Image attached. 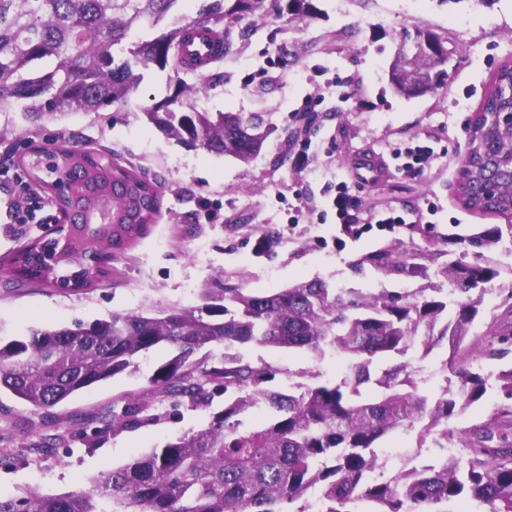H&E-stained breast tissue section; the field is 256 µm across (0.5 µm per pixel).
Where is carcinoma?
Returning <instances> with one entry per match:
<instances>
[{"label": "carcinoma", "mask_w": 512, "mask_h": 512, "mask_svg": "<svg viewBox=\"0 0 512 512\" xmlns=\"http://www.w3.org/2000/svg\"><path fill=\"white\" fill-rule=\"evenodd\" d=\"M271 7H266V2ZM178 0H0V101H31L25 119L71 111L103 112L126 100L140 81L137 69L155 65L185 70L181 58L186 26L208 31L215 62L224 59L230 26L244 17L295 19L317 14L312 0H205L197 16L145 42H133L129 58L114 65L112 47L144 24H159ZM224 24V30L216 29ZM51 58L55 65L41 68ZM190 88L143 112L167 138L187 147L228 154L248 163L270 134L262 114L200 112L185 108ZM508 133L488 137L496 177L488 182L512 189V163L501 145ZM45 166L64 162L71 191L64 205L73 219L100 224L108 211L116 224H100L98 240L112 242L99 252V273L108 274L112 251L143 237L155 220L139 212L140 195L150 192L154 211L161 206L159 181L125 166L102 151L58 145L40 150ZM422 243L396 237L350 264L359 278L371 272L412 281L415 288L366 292L333 288L323 279L297 282L263 294L241 288L206 291L203 304L153 312L114 314L89 326L34 331L27 340L0 344V391L38 409L53 408L79 391L136 367L135 358L157 346L172 350L149 378L140 396L113 402L99 417L117 434L156 422L155 405L171 400L206 409L217 392L224 410L208 427L184 433L164 447L133 458L89 486L62 495L30 489L21 497H0V512H283L285 503L317 497L323 512H414L441 506L467 494L476 507L512 512V367L489 380L480 360L506 362L512 356V294L499 304L487 332L470 337L486 286L501 271L489 253L508 242L512 224H493L451 239L435 224H406ZM453 291H448V288ZM451 350L441 362L455 380L444 379L430 394L414 378L407 355L420 346L430 354L442 342ZM224 345L217 356L213 347ZM256 345L309 354L322 361L336 352L345 373L336 382L292 385L275 390L280 370L245 358L235 347ZM502 400L484 422L448 427V420L480 400L487 387ZM264 402L275 412L264 426L242 428L245 412ZM418 430L419 445L440 454L436 464L413 467L389 482L370 473L379 465L377 442ZM56 433H39L32 448L50 454ZM463 447L461 456L448 449Z\"/></svg>", "instance_id": "carcinoma-1"}]
</instances>
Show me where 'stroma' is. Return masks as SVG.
<instances>
[{"instance_id": "stroma-1", "label": "stroma", "mask_w": 512, "mask_h": 512, "mask_svg": "<svg viewBox=\"0 0 512 512\" xmlns=\"http://www.w3.org/2000/svg\"><path fill=\"white\" fill-rule=\"evenodd\" d=\"M315 17L305 20L247 17L246 39H234L214 77L173 69L142 70L138 87L127 102L103 112H71L45 118L30 131L22 102L0 103V270L14 257L20 240L40 235L55 223L58 212L45 194H38L29 223L14 219L12 204L26 181V169L37 161L31 145L68 142L78 149L106 150L136 164L163 185L161 210L148 233L112 262L98 285L79 291L40 282L15 285L0 273V340L29 335L34 329H55L81 321L87 324L114 314L165 307L199 305L203 289L237 287L268 292L301 280L322 278L341 288L355 285L372 292L386 287L380 276L354 279L349 264L365 251L387 244L391 233L378 230L360 239L342 237L336 224L319 223L305 213L293 220L296 193L321 201L335 180L346 181L363 211L383 208L419 212L428 201L443 210L435 220L447 228L450 218L471 227L501 223L496 214L471 211L461 203L458 168L467 132L499 64L512 57V0H313ZM431 31L449 51L444 90L412 97L394 95L388 70L401 40ZM336 80L349 99L340 107H318L310 135L320 148L306 170L292 165L289 144L301 122L293 111L305 95ZM197 86L191 105L207 112L264 113L273 132L269 146L244 163L230 155L188 148L168 139L145 122L143 112L179 83ZM427 142L442 152L430 173L362 180L355 158L372 153L393 164L392 153L409 142ZM278 150H271V143ZM273 233L276 242L257 257L255 238ZM243 354L289 371L296 383L313 384L336 377L333 359L317 361L307 354L246 346ZM170 356L165 348L141 355L137 369L104 380L68 401L44 410L0 395V451L24 456L14 469L0 468V495H22L26 488L64 494L85 488L91 477L123 466L134 457L163 447L176 436L206 428L224 408L215 397L211 409L159 406V422L105 436L89 448L76 433L70 415L102 413L115 399L142 391L154 370ZM53 423L62 443L49 456L27 449L46 423ZM380 447L398 449L373 474L383 482L398 471L437 461L434 449L417 445L416 432L380 440Z\"/></svg>"}]
</instances>
